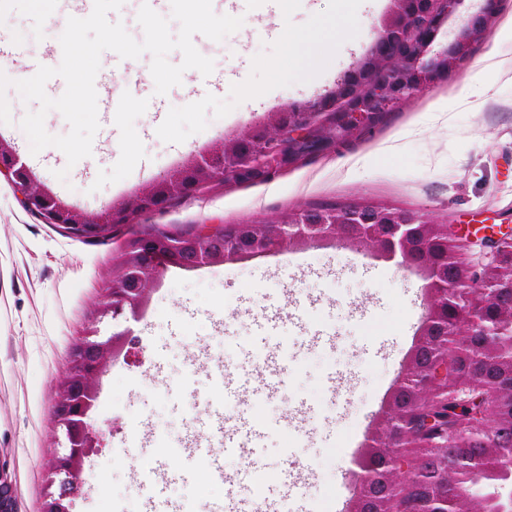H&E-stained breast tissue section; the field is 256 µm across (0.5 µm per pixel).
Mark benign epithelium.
Segmentation results:
<instances>
[{
	"instance_id": "7a95c632",
	"label": "benign epithelium",
	"mask_w": 512,
	"mask_h": 512,
	"mask_svg": "<svg viewBox=\"0 0 512 512\" xmlns=\"http://www.w3.org/2000/svg\"><path fill=\"white\" fill-rule=\"evenodd\" d=\"M460 2L396 0L394 17L384 22L363 62L344 75L332 91L286 107L235 135L229 139V143L236 145L233 152L227 150L229 143L223 142L196 154L190 163L165 174L126 202L105 208L92 219L41 185L30 168L1 140L0 175L10 182L30 213L66 234L93 241L105 240L118 226L133 224L144 214L159 213L176 200L194 198L207 185L229 184L234 175L257 172L273 177L293 160L288 148L310 138L317 117L325 114L333 117L339 146L346 133L364 132L377 126L389 112L447 79L468 58L473 44L487 34L502 0H479L480 5L464 30L446 46L435 48L438 34L447 26L448 17ZM242 229L241 224H204L192 240L185 242L154 225L120 254L117 264L133 282L109 283L94 320L97 325L111 318L112 335L98 340L100 330L89 331L73 348L68 369L57 384L52 415L58 451L50 461L53 491L47 494L44 512H71L82 483L80 465L96 450L98 443L91 425L92 406L97 399L94 380L103 368L104 355L119 354L130 344L131 336L122 325L129 317L138 315L145 301L140 280L154 278L161 269L236 261L247 255L282 249L299 240L344 237L370 247L403 268L425 271V288L430 300L423 320L424 335H448L449 326L443 318L448 313L450 298L461 305V322L470 334L493 335L483 316L486 305L483 293L487 291L490 276L505 262H512V237L507 239L506 249L490 245L488 238L482 241L478 266L457 267L455 277L444 284L439 279L438 268L425 255V245L414 238V232H419L424 240L446 245L450 235L448 225L437 224L418 212L351 202L334 209L303 207L291 211L288 222L274 225L270 240L257 237L244 245ZM467 356L463 349L459 352L460 361L451 368L446 364H428L423 368L421 385L432 389L424 404L446 407L448 401H453L462 415V426L450 434L448 427L435 423L433 416L426 418L422 434L429 438L417 444L426 452L413 468L416 474L428 462L440 465L445 476L463 469L475 471L480 466L478 459L456 455L457 449L469 446L481 434L488 419L486 408L490 397L477 391L476 379L464 366ZM498 463L508 477L492 488L491 504L494 512H512V455L498 459ZM356 477L361 485L379 481L394 495L400 491L399 487L386 484L384 476L369 462ZM401 512H455V508L446 498L429 501L414 495Z\"/></svg>"
}]
</instances>
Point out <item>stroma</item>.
Returning <instances> with one entry per match:
<instances>
[{
	"mask_svg": "<svg viewBox=\"0 0 512 512\" xmlns=\"http://www.w3.org/2000/svg\"><path fill=\"white\" fill-rule=\"evenodd\" d=\"M212 8L245 20L220 42L193 37L215 73L237 74L223 91H203L191 69L181 85L156 96L150 54L129 60L127 74L115 76L107 50L95 80L100 127L90 157L71 166L53 146L31 154L19 123L38 105L24 103L13 88L6 91L12 122L0 125V139L64 202L96 215L257 118L333 90L362 59L394 2L288 0L283 36L269 30L266 0H212ZM76 12L77 0H57L52 16L13 9L0 23V45L12 50L0 57V68L26 71L32 59L57 50L61 20ZM343 15L356 19L345 44L315 48L302 59L289 55V42ZM154 97L164 108L159 119L140 106ZM61 169L68 172L63 181L55 176ZM352 201L415 210L448 225L466 266L478 261V240L512 234V0H504L485 39L447 80L400 105L353 145L268 182L209 186L162 213L140 216L109 240L90 243L45 223L0 177V472L14 512L44 508L55 384L130 241L153 224L187 234L201 224H255ZM426 304L416 272L334 240L161 270L147 303L127 322L133 348L112 358L99 377L92 421L102 446L83 463L73 512H146L134 478L162 459L179 473L165 493L184 512H209L223 501V481L184 454L182 444L218 396L214 367L247 374L261 390L263 352L286 359L280 389L250 406L271 429L250 451L229 454L216 442L212 453L225 472L258 469V482L240 489L245 499L271 493L283 470L305 471L307 512H335L359 469L349 448L381 426ZM291 313L299 324L286 323L265 346L255 345L260 321ZM319 330L335 336V344L314 345L310 337ZM333 369L342 378L331 390L325 377ZM300 398L316 412L294 421Z\"/></svg>",
	"mask_w": 512,
	"mask_h": 512,
	"instance_id": "35a3bbf8",
	"label": "stroma"
}]
</instances>
